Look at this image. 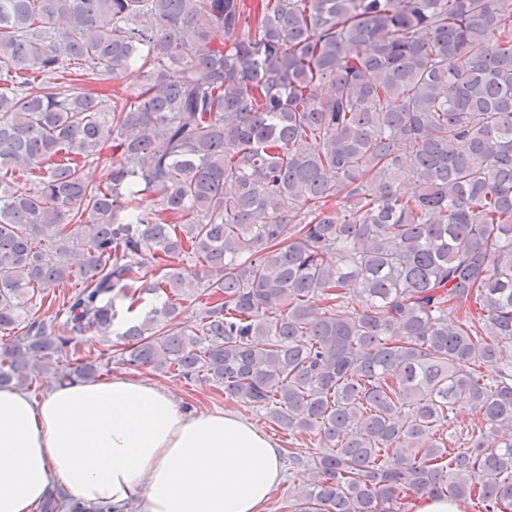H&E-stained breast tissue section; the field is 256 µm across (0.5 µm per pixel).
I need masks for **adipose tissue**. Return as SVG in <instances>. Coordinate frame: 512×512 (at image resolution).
<instances>
[{
	"mask_svg": "<svg viewBox=\"0 0 512 512\" xmlns=\"http://www.w3.org/2000/svg\"><path fill=\"white\" fill-rule=\"evenodd\" d=\"M281 457L238 413L184 409L141 374L0 387V512H35L56 486L113 512H265Z\"/></svg>",
	"mask_w": 512,
	"mask_h": 512,
	"instance_id": "1",
	"label": "adipose tissue"
}]
</instances>
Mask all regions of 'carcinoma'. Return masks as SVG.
Wrapping results in <instances>:
<instances>
[{
  "label": "carcinoma",
  "mask_w": 512,
  "mask_h": 512,
  "mask_svg": "<svg viewBox=\"0 0 512 512\" xmlns=\"http://www.w3.org/2000/svg\"><path fill=\"white\" fill-rule=\"evenodd\" d=\"M118 300L127 365L314 435L290 512H512V0H0V387L97 378ZM121 158L119 154H113L111 150L105 151L102 154V158L95 160L86 170L90 180L93 183H106L109 182V177L112 175V166L118 165L119 163L125 164V166L132 165L128 160ZM131 167V166H128ZM412 512H464L462 502L450 500L448 497L419 496L411 501Z\"/></svg>",
  "instance_id": "carcinoma-1"
}]
</instances>
